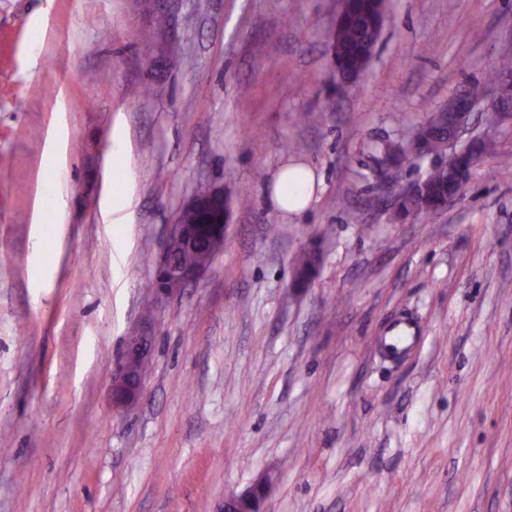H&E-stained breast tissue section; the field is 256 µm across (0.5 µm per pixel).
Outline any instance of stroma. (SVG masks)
Returning a JSON list of instances; mask_svg holds the SVG:
<instances>
[{"mask_svg": "<svg viewBox=\"0 0 512 512\" xmlns=\"http://www.w3.org/2000/svg\"><path fill=\"white\" fill-rule=\"evenodd\" d=\"M337 3L170 0L160 27L143 0H0V512H217L265 474L264 512H512V112L486 82L512 0H392L341 95ZM474 85L461 139L488 151L442 211L399 217L363 146ZM292 164L316 174L298 215L268 197ZM213 185L223 251L153 299ZM400 318L420 339L389 357ZM142 328L144 393L116 411ZM206 211H213L215 219L210 238L213 241L212 253L207 247L192 251L198 242V217ZM229 223L227 208H224V188L213 186L195 194L180 210L176 224L159 257L158 269L162 273L164 285L155 288L157 295H169L185 285L200 280L207 272L211 260L224 247ZM185 254V255H183ZM183 255V256H182ZM182 256V260H181ZM208 263L192 265L206 262ZM186 264H183V262ZM190 264V265H187ZM152 347L153 337L144 332L133 333L127 337L126 347L113 379V408L126 409L135 405L141 398L148 364L141 367L140 374L138 367L150 360Z\"/></svg>", "mask_w": 512, "mask_h": 512, "instance_id": "obj_1", "label": "stroma"}]
</instances>
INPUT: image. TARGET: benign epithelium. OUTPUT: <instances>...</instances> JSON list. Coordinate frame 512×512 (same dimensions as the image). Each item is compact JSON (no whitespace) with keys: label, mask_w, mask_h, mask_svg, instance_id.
Segmentation results:
<instances>
[{"label":"benign epithelium","mask_w":512,"mask_h":512,"mask_svg":"<svg viewBox=\"0 0 512 512\" xmlns=\"http://www.w3.org/2000/svg\"><path fill=\"white\" fill-rule=\"evenodd\" d=\"M470 102L458 100L448 109L447 129L448 145H453L466 124ZM212 211L210 238L213 241L212 254L224 247L229 214L224 208V188L214 186L195 194L180 210L176 224L159 257L158 269L162 273L164 285L155 289L156 294L169 295L185 285L200 280L209 268V264L187 265L181 256L194 249L198 242V217ZM153 337L144 332L133 333L127 337L126 347L119 361L112 385L113 408L126 409L135 405L143 394V379L139 366L150 360ZM263 496L252 487L241 494L224 497L217 512H262Z\"/></svg>","instance_id":"7a95c632"}]
</instances>
